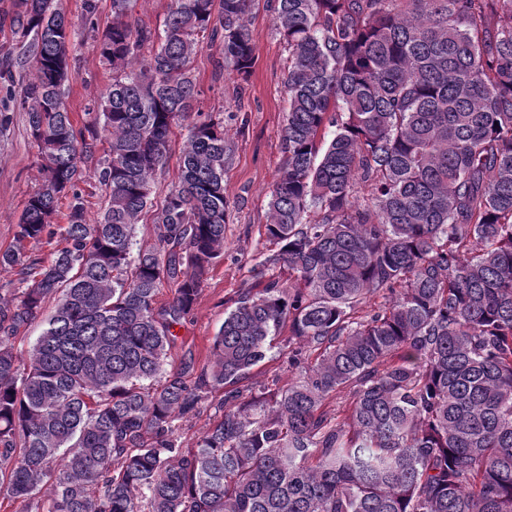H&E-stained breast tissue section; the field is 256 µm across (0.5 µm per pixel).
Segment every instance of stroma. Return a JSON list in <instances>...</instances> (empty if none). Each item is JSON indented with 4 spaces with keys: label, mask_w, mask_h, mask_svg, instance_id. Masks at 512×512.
<instances>
[{
    "label": "stroma",
    "mask_w": 512,
    "mask_h": 512,
    "mask_svg": "<svg viewBox=\"0 0 512 512\" xmlns=\"http://www.w3.org/2000/svg\"><path fill=\"white\" fill-rule=\"evenodd\" d=\"M273 0H256L251 15L255 63L247 83H240L232 69L214 79L218 47L202 48L193 60L201 89L203 112L223 117L224 134L233 147V158L224 173V186L232 202L224 230V255L215 263L188 316L173 332L177 341L168 362L177 367L192 362L202 369L212 359L213 339L239 293L256 284L250 269L270 244L264 235L268 222L269 190L282 165L281 142L288 112L284 80L288 51L274 26ZM71 77L66 103L75 126H83L85 112L112 81L92 40L78 35L70 56ZM32 63L25 46L9 26H0V113L8 112V125L0 127V250L12 247L24 203L40 184L38 148L30 134L25 113L13 110Z\"/></svg>",
    "instance_id": "1"
}]
</instances>
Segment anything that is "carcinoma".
Wrapping results in <instances>:
<instances>
[{
	"label": "carcinoma",
	"mask_w": 512,
	"mask_h": 512,
	"mask_svg": "<svg viewBox=\"0 0 512 512\" xmlns=\"http://www.w3.org/2000/svg\"><path fill=\"white\" fill-rule=\"evenodd\" d=\"M176 2L152 31L131 23L136 0H112L101 30L84 0L112 83L82 129L64 101L71 24L55 0L9 15L43 163L0 251L25 285L0 297V490L21 512H512V0H274L289 111L274 249L253 271L293 282L242 291L194 378L167 355L224 253L232 149L191 63L218 42L219 67L249 76L253 0ZM193 114L180 182L135 250ZM93 158L100 216L73 193L51 261L24 260ZM49 302L23 362L14 341ZM285 326L297 376L250 382ZM218 392L221 417L181 447L173 422ZM172 136L171 151L166 165L157 171L155 176V196L160 201L169 189L177 184L179 177L178 159L183 144L185 129L174 128Z\"/></svg>",
	"instance_id": "carcinoma-1"
}]
</instances>
